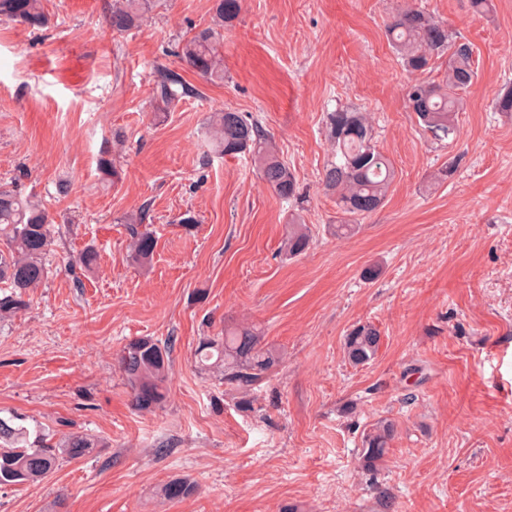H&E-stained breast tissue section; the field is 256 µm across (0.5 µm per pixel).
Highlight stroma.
<instances>
[{
  "label": "stroma",
  "instance_id": "stroma-1",
  "mask_svg": "<svg viewBox=\"0 0 512 512\" xmlns=\"http://www.w3.org/2000/svg\"><path fill=\"white\" fill-rule=\"evenodd\" d=\"M215 3L158 0L122 34L112 0H42L41 29L0 21V184L41 199L54 237L47 278L0 320V416L102 443L0 487V512H512V113L495 109L512 87V0L487 14L469 0H241L210 82L179 50ZM410 6L474 46L451 145L409 111L415 75L386 36ZM161 69L186 88L168 106L152 95ZM345 106L369 113L396 177L339 239L322 177L327 115ZM220 109L260 121L300 200L249 155L213 151ZM139 212L157 238L144 268L122 223ZM295 212L310 244L291 258ZM360 324L380 346L356 366L343 342ZM238 325L281 355L246 388L196 361L200 340ZM142 337L171 352L164 403L141 411L118 359ZM380 420L394 436L369 465ZM175 478L194 489L164 500ZM392 434L393 426L389 422H382L367 433L363 444V458L367 463H374L384 456Z\"/></svg>",
  "mask_w": 512,
  "mask_h": 512
}]
</instances>
